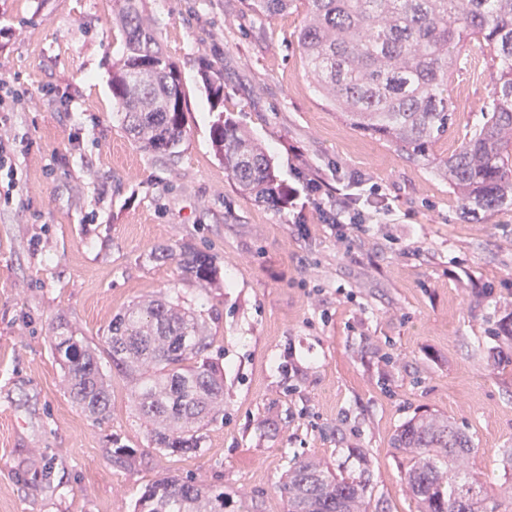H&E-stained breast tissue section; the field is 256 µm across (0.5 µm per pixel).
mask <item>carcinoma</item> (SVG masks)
Returning a JSON list of instances; mask_svg holds the SVG:
<instances>
[{
  "label": "carcinoma",
  "instance_id": "obj_1",
  "mask_svg": "<svg viewBox=\"0 0 512 512\" xmlns=\"http://www.w3.org/2000/svg\"><path fill=\"white\" fill-rule=\"evenodd\" d=\"M295 0H246L276 15ZM298 32L307 68L353 129L376 136L412 161L434 165L448 179L473 220L512 207V0H305ZM123 53L112 65V99L123 129L141 147L176 157L186 134L181 73L166 57L142 15L141 0H115ZM489 50L492 104L467 139L448 156L435 145L448 135L454 109L448 80L462 43ZM211 97L224 99V72L202 62ZM224 170L240 194L262 203L286 199L271 159L235 120L219 116L211 128ZM201 282L216 272L202 253L181 259ZM72 401L97 421L110 417L111 390L101 367L138 381L135 406L150 425L151 444L174 453L200 449L204 426L224 416V373L204 358L211 347L202 312L166 296L117 313L91 347L83 336L52 337ZM394 447L410 456L405 483L421 512H481L488 491L470 477V435L441 415L403 425ZM367 483L337 477L321 464L296 463L280 492L288 512H366ZM136 512H224V490L190 477H165L146 486Z\"/></svg>",
  "mask_w": 512,
  "mask_h": 512
}]
</instances>
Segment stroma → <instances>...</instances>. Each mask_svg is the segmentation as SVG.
Masks as SVG:
<instances>
[{"label": "stroma", "mask_w": 512, "mask_h": 512, "mask_svg": "<svg viewBox=\"0 0 512 512\" xmlns=\"http://www.w3.org/2000/svg\"><path fill=\"white\" fill-rule=\"evenodd\" d=\"M115 8L0 0V79L28 90L0 112V134L21 143L0 211V512H134L176 475L223 488L224 512H287L279 486L304 460L368 479V512H418L392 438L428 413L466 428L472 476L512 512L498 493L512 485V209L466 219L431 166L346 126L306 68L300 5L266 16L244 0H143L188 108L178 157L143 151L112 103ZM205 59L224 71L219 111ZM491 88L488 51L468 46L438 154L470 136ZM221 113L271 157L287 202L236 190L210 138ZM354 176L375 190L370 221L335 225L336 185ZM184 246L214 258L215 284L184 275ZM158 295L207 315L224 370V418L185 455L150 444L117 370L110 419L87 417L52 350L57 325L96 345L116 313ZM118 447L134 467L113 463Z\"/></svg>", "instance_id": "obj_1"}]
</instances>
